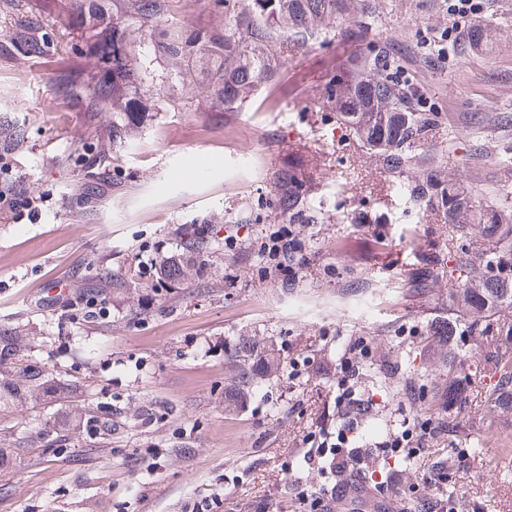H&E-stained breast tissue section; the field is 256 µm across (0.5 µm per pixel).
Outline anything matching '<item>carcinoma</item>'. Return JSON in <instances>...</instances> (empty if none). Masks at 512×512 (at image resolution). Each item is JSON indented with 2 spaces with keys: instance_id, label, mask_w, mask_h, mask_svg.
<instances>
[{
  "instance_id": "obj_1",
  "label": "carcinoma",
  "mask_w": 512,
  "mask_h": 512,
  "mask_svg": "<svg viewBox=\"0 0 512 512\" xmlns=\"http://www.w3.org/2000/svg\"><path fill=\"white\" fill-rule=\"evenodd\" d=\"M215 17L186 30L173 24L152 41L154 59L175 75L195 70L198 85L183 88L185 98L202 94L211 112H238L249 92L274 81L280 58L318 40L336 37V27L372 19L359 0H219ZM177 0H0V59L19 54L47 57L58 66L57 98L79 114L82 126L100 125V115L110 109L125 119L112 123L107 141L81 140L75 154L58 159L61 169L80 167L82 186L89 187L110 174L109 145L132 139L146 104L144 69L136 52L134 26L153 15L172 16ZM61 29L82 30L83 47L68 56L50 36L46 15ZM94 57L100 67L88 70L82 59ZM395 63L385 53L357 61L325 86L326 99L341 120L375 151L382 166L394 171L406 160L403 149L434 127L432 119L413 108L415 89L392 79ZM25 139L23 125L0 116V193L16 187L7 174L13 155ZM303 174L290 169L281 177L278 200L288 223L307 220L302 207ZM462 187L455 181L425 179L410 190L415 201L436 205L448 225V235L460 237L474 230L467 258L450 268L457 273L448 304V324L438 322L433 335L448 344L443 372L421 384L444 415L462 402L473 374L489 378L488 395L494 406L512 415V323L495 314L512 307V224H504L491 207H461L456 197ZM470 322L466 335L485 339V353L465 372L457 358L459 340L452 323L459 316ZM34 339L14 329L0 330V406L31 409L55 399L72 397L74 389L43 374L38 362L25 357ZM260 342L250 336L233 346V387L225 402L233 405L265 374L278 370L274 353L258 355Z\"/></svg>"
}]
</instances>
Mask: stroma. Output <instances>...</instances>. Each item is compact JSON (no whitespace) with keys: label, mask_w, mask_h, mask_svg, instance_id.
Masks as SVG:
<instances>
[{"label":"stroma","mask_w":512,"mask_h":512,"mask_svg":"<svg viewBox=\"0 0 512 512\" xmlns=\"http://www.w3.org/2000/svg\"><path fill=\"white\" fill-rule=\"evenodd\" d=\"M480 18L449 61L429 55L448 25L442 0H368L375 21L284 56L232 116L180 105V82L151 64L153 110L112 150L111 206L88 216L57 166L82 136L54 94L52 66L0 60V116L25 124L13 161L42 211L0 219V328L36 332L31 356L77 385L88 417L64 406L0 409V512H512V426L480 388L456 423L427 413L419 386L442 367L424 334L448 314L449 258L464 241L407 186L458 179L474 204L512 223V0H476ZM208 0L142 23L141 54L170 21L207 20ZM384 52L436 122L385 170L323 95L359 54ZM306 177L309 220L283 273L260 251L289 224L278 178ZM177 281L138 265L192 242ZM241 336L279 356L277 374L228 406L227 360ZM360 364L353 399L337 386ZM350 444L338 450L337 436ZM405 436L395 452L385 442ZM358 459L351 485L337 463Z\"/></svg>","instance_id":"1"}]
</instances>
